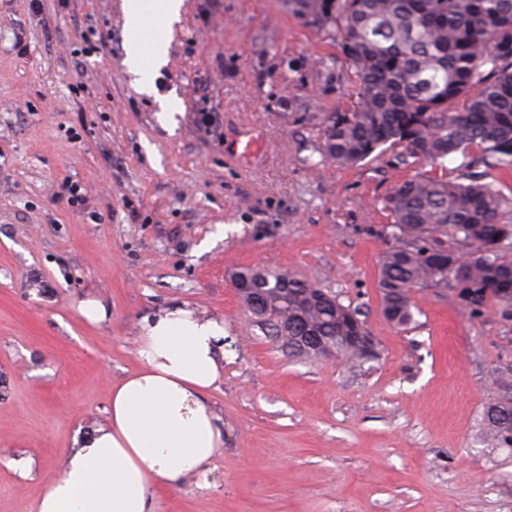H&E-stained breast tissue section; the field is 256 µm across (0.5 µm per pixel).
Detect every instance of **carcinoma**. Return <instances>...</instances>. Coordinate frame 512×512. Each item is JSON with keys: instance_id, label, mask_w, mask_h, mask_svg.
I'll return each instance as SVG.
<instances>
[{"instance_id": "1", "label": "carcinoma", "mask_w": 512, "mask_h": 512, "mask_svg": "<svg viewBox=\"0 0 512 512\" xmlns=\"http://www.w3.org/2000/svg\"><path fill=\"white\" fill-rule=\"evenodd\" d=\"M294 13L336 31L352 71L356 101L328 116L324 155L355 167L393 148L416 174L382 201L398 244L379 260L383 314L403 328L414 321L411 291L451 288L468 315L488 301L507 311L512 239L503 221L512 202V0H288ZM451 166H446V163ZM441 170L430 174L426 167ZM288 288V314L308 306L305 323L319 336H343L362 313L336 301L313 304L317 283L267 272V287ZM487 432L512 447V405L494 399Z\"/></svg>"}]
</instances>
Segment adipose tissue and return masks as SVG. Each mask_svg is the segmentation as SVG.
Instances as JSON below:
<instances>
[{"mask_svg": "<svg viewBox=\"0 0 512 512\" xmlns=\"http://www.w3.org/2000/svg\"><path fill=\"white\" fill-rule=\"evenodd\" d=\"M183 0H123L134 35L125 63L140 92L154 94ZM140 367L115 384L106 418L76 431L62 473L43 487L34 512H157L159 488L203 475L224 446L210 401L224 380V322L186 306L143 318Z\"/></svg>", "mask_w": 512, "mask_h": 512, "instance_id": "ef3b65f1", "label": "adipose tissue"}]
</instances>
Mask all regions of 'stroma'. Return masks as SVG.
Returning a JSON list of instances; mask_svg holds the SVG:
<instances>
[{"mask_svg":"<svg viewBox=\"0 0 512 512\" xmlns=\"http://www.w3.org/2000/svg\"><path fill=\"white\" fill-rule=\"evenodd\" d=\"M87 34L98 52L73 55ZM128 35L122 0H0V512H31L138 369L142 318L178 303L224 321V446L158 512H512V448L482 423L512 368V310L469 317L425 286L409 329L386 320L382 200L415 170L396 148L352 168L323 157L328 115L355 101L335 32L288 0H185L155 79L181 103L170 118L132 86ZM248 266L359 308L377 358L284 355L230 282ZM90 297L103 322L80 315Z\"/></svg>","mask_w":512,"mask_h":512,"instance_id":"1","label":"stroma"}]
</instances>
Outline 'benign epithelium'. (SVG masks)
Returning <instances> with one entry per match:
<instances>
[{"mask_svg":"<svg viewBox=\"0 0 512 512\" xmlns=\"http://www.w3.org/2000/svg\"><path fill=\"white\" fill-rule=\"evenodd\" d=\"M266 278V270L261 268H243L231 273L230 279L235 292L242 303L262 323L263 328L276 326L281 331L279 341L290 346L294 353H299L305 347H312L318 351L321 360H330L338 357L336 345L326 343L322 338L303 331L298 336L288 335V318L282 316V308L277 301H272L257 288V285ZM355 335L341 337V346L359 350L366 360H372L377 355V344L368 327L362 323L355 325Z\"/></svg>","mask_w":512,"mask_h":512,"instance_id":"7a95c632","label":"benign epithelium"}]
</instances>
